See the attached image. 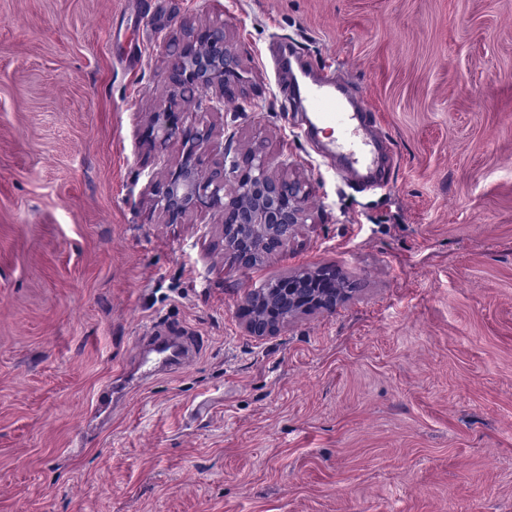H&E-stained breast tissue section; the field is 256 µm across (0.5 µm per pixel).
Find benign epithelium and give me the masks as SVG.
<instances>
[{"label": "benign epithelium", "mask_w": 512, "mask_h": 512, "mask_svg": "<svg viewBox=\"0 0 512 512\" xmlns=\"http://www.w3.org/2000/svg\"><path fill=\"white\" fill-rule=\"evenodd\" d=\"M172 85L164 105L148 114L149 150L181 146L179 162L166 170L153 186V208L167 224H181L194 213L210 212L224 228V249L244 268L283 249L298 226L306 221L302 186L274 172V160L257 148L244 152L224 148L209 171L201 155L214 142L213 125L199 118L187 120L184 108L216 112L230 97L227 72L237 66L224 24H210L183 38L163 41ZM211 95H205V92ZM314 273L303 270L283 278L278 294L265 288L250 291L246 303L252 310L247 322L253 336H268L288 320L313 311L332 312L344 292L335 286L309 287Z\"/></svg>", "instance_id": "obj_1"}]
</instances>
